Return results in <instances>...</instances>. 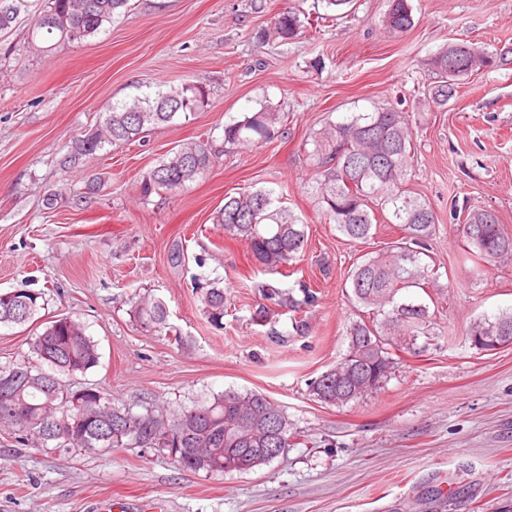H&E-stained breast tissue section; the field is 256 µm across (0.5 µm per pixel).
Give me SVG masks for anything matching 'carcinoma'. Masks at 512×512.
<instances>
[{"mask_svg":"<svg viewBox=\"0 0 512 512\" xmlns=\"http://www.w3.org/2000/svg\"><path fill=\"white\" fill-rule=\"evenodd\" d=\"M128 2L47 0L34 20L29 47L53 39L74 42L94 37L127 10ZM24 7L25 0H0V33L12 29ZM413 24L410 0H388L382 20L388 36L400 37ZM304 28L300 11L286 7L273 16L264 36L287 41ZM476 51L470 44L456 43L434 55L431 64L440 82L433 95L438 104L448 103V89L467 77L463 65ZM206 105L199 84L158 89L114 103L101 124L74 141L64 163L74 165L107 144L134 141L147 127L187 119ZM287 121V114L263 108L224 125V142L248 146L272 141L284 133ZM413 139L409 113L391 105L354 112L306 141L312 146L308 156L318 169L315 194L340 234L351 241L365 240L380 221L398 225L403 233L401 242L364 258L348 275L353 297L366 317L350 327L345 356L311 384L312 393L326 404L344 405L382 387L396 364L393 352H413L419 337L430 336L429 306L415 290L437 287L438 271L423 256L429 251L438 216L431 203L405 188ZM214 159L209 143L184 140L143 176L141 193L146 197L193 182L209 171ZM218 221L225 234L246 241L252 257L270 273L290 268L305 245L306 225L277 204L270 190L224 197ZM459 227L476 266L512 257V233L504 229L495 211H469ZM302 292L303 299L297 300L270 285L262 287L265 299L295 311L315 301V291L305 287ZM40 299L42 293L30 290L0 293V326L28 323L41 308ZM204 305L210 322L222 325L224 289L210 283ZM134 317L145 328L161 332L169 327L167 305L151 295L135 302ZM466 336L481 351L512 344V313L477 318ZM31 353L32 361L0 367V382L9 384L8 393H0V428L14 435L16 443L31 442L47 453L60 448L145 447L194 470L198 467L181 449L196 448L209 459L198 469L212 475L224 473L228 450L258 466L271 461L264 449L286 448L290 437L300 435L290 431L282 409L257 392L226 390L173 412L150 403L135 412L115 404L103 392L98 402L77 395L63 378L96 367L99 353L85 325L68 316L46 324L31 343Z\"/></svg>","mask_w":512,"mask_h":512,"instance_id":"1","label":"carcinoma"}]
</instances>
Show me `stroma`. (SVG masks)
I'll return each mask as SVG.
<instances>
[{
    "mask_svg": "<svg viewBox=\"0 0 512 512\" xmlns=\"http://www.w3.org/2000/svg\"><path fill=\"white\" fill-rule=\"evenodd\" d=\"M414 27L387 37L386 0H130L98 35L27 49L45 0H27L0 36V292H42L33 323L0 327V366L30 358L45 322L80 320L98 366L74 378L113 400L176 409L234 389L277 402L297 437L247 472L208 475L150 448L45 453L0 436V512H512V345L472 348L475 317L512 311V259L475 275L451 203L495 209L512 230V0H411ZM322 16L316 31L264 41L274 13ZM466 41L509 62L465 78L447 105L432 102L430 64ZM202 83L207 106L190 120L105 147L78 167L61 161L112 103L160 87ZM409 112L416 144L408 190L438 214L431 256L439 283L423 349L399 354L383 389L337 407L308 384L348 345L361 309L347 276L362 255L400 238L380 224L351 242L329 223L303 148L327 123L391 104ZM270 108L282 136L226 144L224 126ZM218 156L184 187L143 196L140 183L179 141ZM101 187L84 198L88 176ZM273 191L306 225L300 274L256 266L247 243L216 220L225 196ZM186 260L172 266L170 253ZM224 289L222 326L204 312V285ZM317 299L300 314L265 301L262 285ZM144 293L162 299L174 334L141 327Z\"/></svg>",
    "mask_w": 512,
    "mask_h": 512,
    "instance_id": "obj_1",
    "label": "stroma"
}]
</instances>
